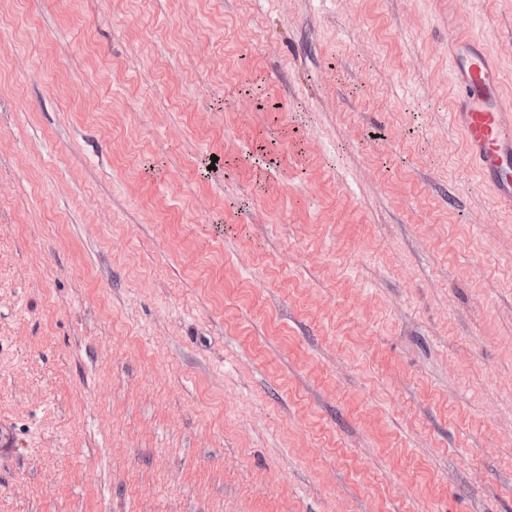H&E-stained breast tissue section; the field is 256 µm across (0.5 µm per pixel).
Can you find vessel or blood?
I'll return each instance as SVG.
<instances>
[{
	"mask_svg": "<svg viewBox=\"0 0 512 512\" xmlns=\"http://www.w3.org/2000/svg\"><path fill=\"white\" fill-rule=\"evenodd\" d=\"M448 50L458 91L451 117L464 134L466 158L481 181L512 204V121L503 114L498 64L453 22L448 25Z\"/></svg>",
	"mask_w": 512,
	"mask_h": 512,
	"instance_id": "vessel-or-blood-1",
	"label": "vessel or blood"
}]
</instances>
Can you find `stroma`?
<instances>
[{
    "label": "stroma",
    "instance_id": "1",
    "mask_svg": "<svg viewBox=\"0 0 512 512\" xmlns=\"http://www.w3.org/2000/svg\"><path fill=\"white\" fill-rule=\"evenodd\" d=\"M454 100L438 0H0V512H512Z\"/></svg>",
    "mask_w": 512,
    "mask_h": 512
}]
</instances>
